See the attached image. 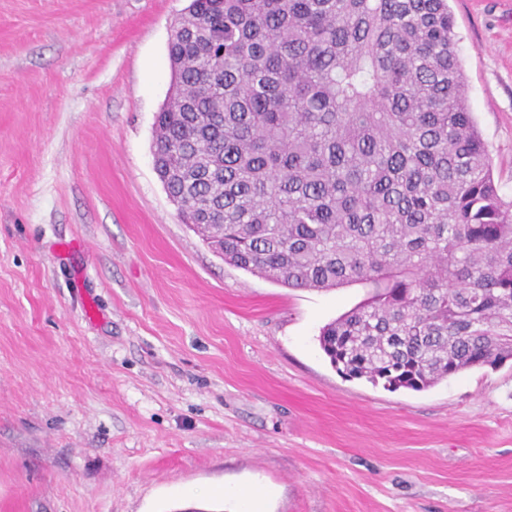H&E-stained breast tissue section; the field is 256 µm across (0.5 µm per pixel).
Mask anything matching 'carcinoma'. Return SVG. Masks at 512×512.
<instances>
[{
  "mask_svg": "<svg viewBox=\"0 0 512 512\" xmlns=\"http://www.w3.org/2000/svg\"><path fill=\"white\" fill-rule=\"evenodd\" d=\"M154 167L224 262L373 286L326 324L352 379L421 391L512 359V208L465 94L448 0H193Z\"/></svg>",
  "mask_w": 512,
  "mask_h": 512,
  "instance_id": "carcinoma-1",
  "label": "carcinoma"
}]
</instances>
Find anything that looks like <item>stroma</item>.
<instances>
[{
    "label": "stroma",
    "mask_w": 512,
    "mask_h": 512,
    "mask_svg": "<svg viewBox=\"0 0 512 512\" xmlns=\"http://www.w3.org/2000/svg\"><path fill=\"white\" fill-rule=\"evenodd\" d=\"M189 0H0V512H512V360L422 391L321 328L368 284L287 288L184 224L154 169ZM512 202V0H448Z\"/></svg>",
    "instance_id": "obj_1"
}]
</instances>
